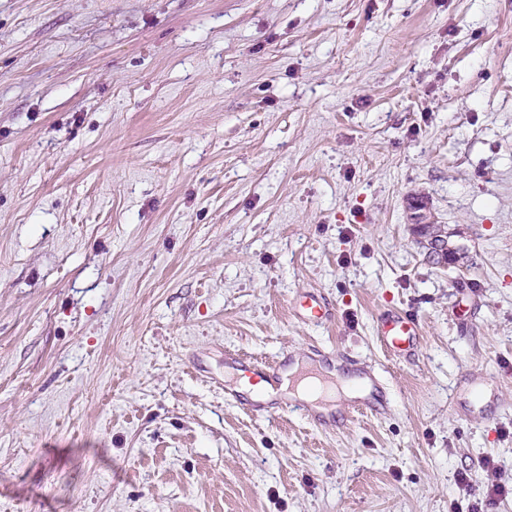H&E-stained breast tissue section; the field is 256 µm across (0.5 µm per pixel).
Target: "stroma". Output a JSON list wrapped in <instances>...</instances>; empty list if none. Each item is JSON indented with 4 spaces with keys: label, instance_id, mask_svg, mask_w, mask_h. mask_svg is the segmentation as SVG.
Segmentation results:
<instances>
[{
    "label": "stroma",
    "instance_id": "1",
    "mask_svg": "<svg viewBox=\"0 0 512 512\" xmlns=\"http://www.w3.org/2000/svg\"><path fill=\"white\" fill-rule=\"evenodd\" d=\"M314 346L389 412L232 398L229 355ZM497 477L512 0H0V512H469ZM416 206L421 208V211H419L418 214V220L420 221L417 224L412 225L413 230L420 238H424L425 241L428 240L429 242H432V244L426 243V259L432 264L444 267L448 265V252H452L454 255L451 256L453 264L459 263L462 259V254H460L456 248L448 245V232L443 230L444 225L431 224L430 221L425 218L426 213L422 212L424 211L422 204L416 203ZM299 316L308 321L319 323L328 319L329 306L320 295L309 292L301 297ZM377 333L387 352L408 356L417 343L418 322L410 314L390 311L380 319ZM284 403L281 399L270 398L264 393L251 397L245 404L246 408L254 415L264 418H271L284 409Z\"/></svg>",
    "mask_w": 512,
    "mask_h": 512
}]
</instances>
